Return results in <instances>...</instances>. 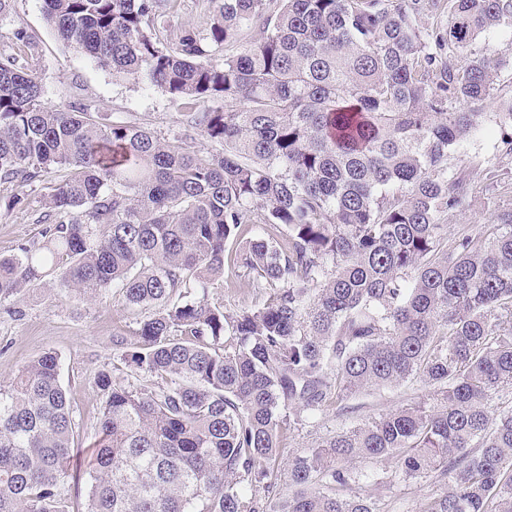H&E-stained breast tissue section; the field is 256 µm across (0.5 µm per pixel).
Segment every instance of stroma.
<instances>
[{
    "mask_svg": "<svg viewBox=\"0 0 512 512\" xmlns=\"http://www.w3.org/2000/svg\"><path fill=\"white\" fill-rule=\"evenodd\" d=\"M19 28L37 46L36 75L49 104L90 102L103 107L113 119L134 121L168 136L183 135L186 117L178 102L160 88L113 76L84 52L64 45L46 23L42 0H14L10 15L0 19V53L10 51L13 33ZM499 155V130L490 121L484 122L456 153L458 164L463 166L475 159L495 163ZM54 180L50 174L44 181L26 186L0 185V256L13 254L22 243L40 240L43 227L37 218ZM14 193L26 198L25 206L6 207V197ZM264 297L263 289L241 281L225 282L210 294L211 302L228 314L261 304ZM146 316V310L128 305L121 294L83 299L61 293L50 277L37 287L0 300V382L13 380L27 362L45 352H56L61 358V381L81 430L80 451L65 486L70 512L85 509L89 475L83 450L94 437L101 399L94 378L98 372L111 371L116 362L115 335L136 342L139 324ZM427 398V388L416 381L354 395L347 401L352 408L350 414L341 416L329 409L306 426L284 432L282 456L290 458L328 433ZM354 467L364 473L362 487L382 512H422L441 490L440 483L433 479L395 477L384 462L359 459Z\"/></svg>",
    "mask_w": 512,
    "mask_h": 512,
    "instance_id": "1",
    "label": "stroma"
}]
</instances>
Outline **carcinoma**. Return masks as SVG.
Instances as JSON below:
<instances>
[{"instance_id":"carcinoma-1","label":"carcinoma","mask_w":512,"mask_h":512,"mask_svg":"<svg viewBox=\"0 0 512 512\" xmlns=\"http://www.w3.org/2000/svg\"><path fill=\"white\" fill-rule=\"evenodd\" d=\"M42 2L61 41L164 90L210 143L50 106L20 29L0 54V184L62 172L43 241L0 258V298L52 276L150 310L94 379L85 512H379L359 458L444 482L423 512H512V406L488 407L512 395L508 168L482 169L483 232L448 234L477 199L457 148L490 118L512 158V108L485 111L512 50L479 43L512 30V0ZM226 272L264 303L212 304ZM60 370L48 351L0 384V512H67L80 424ZM411 379L431 402L281 465L283 428Z\"/></svg>"}]
</instances>
